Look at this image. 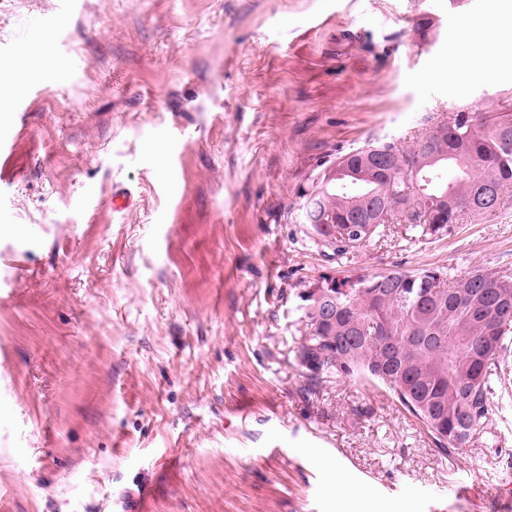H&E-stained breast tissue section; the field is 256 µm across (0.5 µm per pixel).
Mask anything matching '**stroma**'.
Returning a JSON list of instances; mask_svg holds the SVG:
<instances>
[{"instance_id":"35a3bbf8","label":"stroma","mask_w":512,"mask_h":512,"mask_svg":"<svg viewBox=\"0 0 512 512\" xmlns=\"http://www.w3.org/2000/svg\"><path fill=\"white\" fill-rule=\"evenodd\" d=\"M57 0H0V68ZM488 0H76L0 174V512H512V410L446 452L387 390H304V283L445 266L512 273V196L449 235L335 259L300 190L460 98L512 105V58L460 74ZM430 17L427 40L414 33ZM132 203L112 208L115 192ZM345 475L355 495L337 491ZM453 486L464 495L450 494Z\"/></svg>"}]
</instances>
